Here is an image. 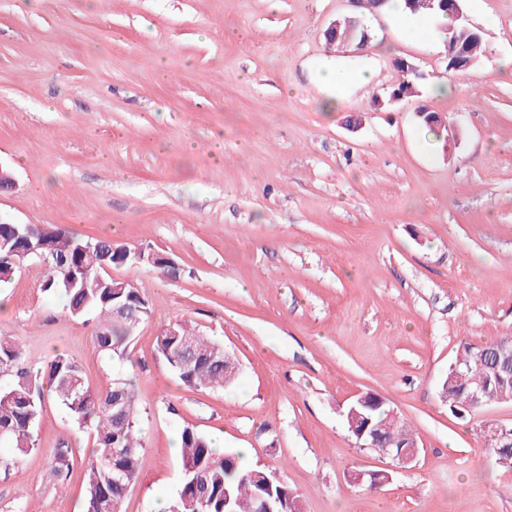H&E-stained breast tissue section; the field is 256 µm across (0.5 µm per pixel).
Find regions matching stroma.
<instances>
[{
	"label": "stroma",
	"mask_w": 512,
	"mask_h": 512,
	"mask_svg": "<svg viewBox=\"0 0 512 512\" xmlns=\"http://www.w3.org/2000/svg\"><path fill=\"white\" fill-rule=\"evenodd\" d=\"M481 64L446 69L425 17H367L372 47L333 53L324 32L348 0H0V221L112 237L174 260L113 268L151 315L133 367L94 348L97 318L71 317L29 262L0 283V335L43 366L77 360L92 389L132 369L146 448L124 512H157L179 489L182 427L223 433L253 466L298 494L301 512H512V468L484 438L512 425V401L454 415L439 385L463 341L512 336V0H466ZM447 78L386 104L398 59ZM372 69L323 111L319 73ZM447 117L448 140L419 125ZM362 114L358 129L346 121ZM181 322L239 362L227 389L184 386L155 337ZM386 399L420 455L381 489L386 469L343 414L357 395ZM38 448L0 445V512H84V471L44 479L47 455L87 433L45 401Z\"/></svg>",
	"instance_id": "obj_1"
}]
</instances>
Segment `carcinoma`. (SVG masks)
<instances>
[{
    "instance_id": "cac0c4a2",
    "label": "carcinoma",
    "mask_w": 512,
    "mask_h": 512,
    "mask_svg": "<svg viewBox=\"0 0 512 512\" xmlns=\"http://www.w3.org/2000/svg\"><path fill=\"white\" fill-rule=\"evenodd\" d=\"M403 80L394 91L419 93L424 79L412 70H402ZM39 237L50 261L42 284L44 292L64 301L68 313L81 318L98 314L93 344L97 351L119 360L129 358L130 341L139 326L149 318V302L139 288H114L107 269L135 263L139 248L112 244L107 237L85 238L61 226L27 227L1 224L0 238L10 240L0 248V279L6 281L18 267L27 248L28 235ZM126 305L125 313L113 312L112 305ZM156 350L188 388H224L236 379L238 362L224 360V346L200 334L187 324L160 330ZM492 346L464 341L454 363L439 387V398L449 409L462 414L473 388H487L492 403L512 400V373L494 363ZM0 376L7 382L0 387V444L7 443L20 454L37 447L35 426L45 400L58 403L70 421L88 432L96 455L79 460L65 442L56 448L47 467L57 480L66 478L75 464L85 467V512H123V504L134 483L145 441L139 429L141 411L135 394V377L123 373L113 379L105 392H97L84 380L74 358L58 354L45 366H32L23 346L10 336H0ZM345 422L353 439L372 448L387 442L407 446L414 434L410 425L382 397L369 395V405L346 408ZM499 425L488 427L486 438L497 461L512 460V447L499 442ZM181 483L169 512L182 509L183 499L197 500L199 512H259L260 493L278 512H301L298 496L272 473L242 463L239 451L218 455L212 441L202 432L185 426L179 434ZM121 453H114V449Z\"/></svg>"
}]
</instances>
